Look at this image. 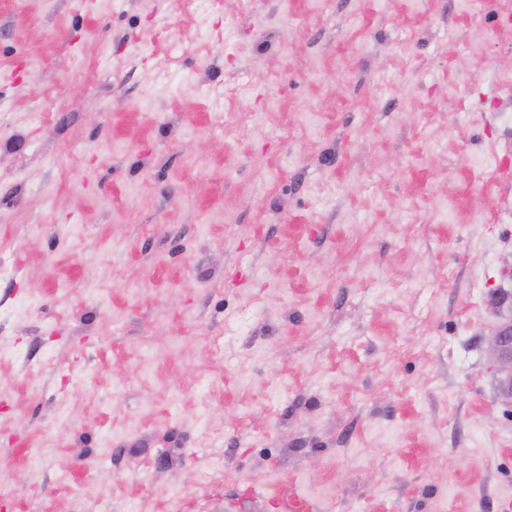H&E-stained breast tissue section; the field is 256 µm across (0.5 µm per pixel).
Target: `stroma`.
<instances>
[{"mask_svg": "<svg viewBox=\"0 0 512 512\" xmlns=\"http://www.w3.org/2000/svg\"><path fill=\"white\" fill-rule=\"evenodd\" d=\"M508 18L0 0V512H512Z\"/></svg>", "mask_w": 512, "mask_h": 512, "instance_id": "obj_1", "label": "stroma"}]
</instances>
